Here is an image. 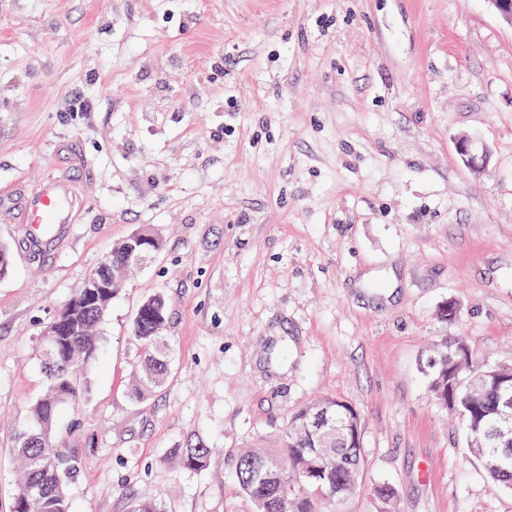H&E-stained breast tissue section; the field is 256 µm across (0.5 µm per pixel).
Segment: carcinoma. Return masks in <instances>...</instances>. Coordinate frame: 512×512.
<instances>
[{
  "instance_id": "obj_1",
  "label": "carcinoma",
  "mask_w": 512,
  "mask_h": 512,
  "mask_svg": "<svg viewBox=\"0 0 512 512\" xmlns=\"http://www.w3.org/2000/svg\"><path fill=\"white\" fill-rule=\"evenodd\" d=\"M126 241L108 253L112 259V286L97 289V302L81 304L88 289L81 288L61 308L53 322L59 335L39 340L42 369L47 379L44 394L30 405L26 421L13 429L12 448L23 465V478L12 501L11 512H70L67 483L83 463L64 454L55 443L61 404L76 398L85 366L100 350L97 327L112 300L137 264L122 262ZM167 301L160 293L146 297L133 318L131 332L141 347L130 395L149 398L169 377L173 350L165 339ZM467 341L442 339L425 374L433 393L443 392L439 403L465 424L469 455L482 463L487 475L512 491V389L496 388L475 378L478 370H496L512 376V363H479L464 358ZM344 402L324 397L304 405L289 418L279 447L253 445L236 458L239 489L256 506V512H332L330 506L353 492L356 471L361 469V448L336 440V423L347 418ZM175 458L186 469H199L210 448L201 439H187L174 448ZM286 462L280 480L263 484L250 477L252 463ZM377 512H391L396 492L387 484L373 489Z\"/></svg>"
}]
</instances>
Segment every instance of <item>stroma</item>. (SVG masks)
<instances>
[{"instance_id": "stroma-1", "label": "stroma", "mask_w": 512, "mask_h": 512, "mask_svg": "<svg viewBox=\"0 0 512 512\" xmlns=\"http://www.w3.org/2000/svg\"><path fill=\"white\" fill-rule=\"evenodd\" d=\"M61 176L76 221L52 243L0 223V512L9 433L46 387L41 330L144 227L161 249L59 412L57 444L85 462L72 512H255L239 448L275 446L326 396L361 420L336 512H376L379 483L394 512H512L420 369L445 337L512 358V27L485 0H0V188ZM157 291L173 369L138 402L131 323ZM193 435L201 470L171 457ZM457 151L461 160L470 169L475 171H483L486 167L487 151L482 147L479 154V141L472 135H462L458 137Z\"/></svg>"}]
</instances>
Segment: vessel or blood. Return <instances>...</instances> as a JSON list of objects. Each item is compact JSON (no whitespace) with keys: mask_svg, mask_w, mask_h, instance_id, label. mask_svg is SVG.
Masks as SVG:
<instances>
[{"mask_svg":"<svg viewBox=\"0 0 512 512\" xmlns=\"http://www.w3.org/2000/svg\"><path fill=\"white\" fill-rule=\"evenodd\" d=\"M74 194L73 182L65 177L39 188L17 183L0 190V218L9 217L29 244L39 246L47 225L71 222L73 212L65 204Z\"/></svg>","mask_w":512,"mask_h":512,"instance_id":"1","label":"vessel or blood"}]
</instances>
